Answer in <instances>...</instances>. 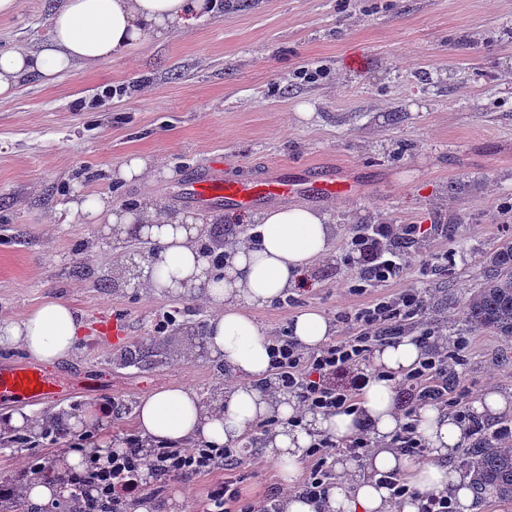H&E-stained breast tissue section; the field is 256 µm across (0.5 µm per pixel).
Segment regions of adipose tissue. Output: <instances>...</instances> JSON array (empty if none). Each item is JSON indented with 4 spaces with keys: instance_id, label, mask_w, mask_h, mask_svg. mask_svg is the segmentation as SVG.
<instances>
[{
    "instance_id": "adipose-tissue-1",
    "label": "adipose tissue",
    "mask_w": 512,
    "mask_h": 512,
    "mask_svg": "<svg viewBox=\"0 0 512 512\" xmlns=\"http://www.w3.org/2000/svg\"><path fill=\"white\" fill-rule=\"evenodd\" d=\"M212 9L211 0H63L50 21L48 42L37 51L0 48V98L11 96L27 77L53 82L72 67H95L143 45L193 26ZM73 213L106 215L110 224H139L153 253L142 267L143 283L158 294H202L214 303L206 340L238 382L223 399L204 401L188 387H164L140 400L136 428L157 441L184 443L199 438L243 447L255 424L275 415L282 426L264 441L266 457L282 469L285 486L296 484L315 433L345 441L368 419L380 448L366 458L364 476L351 478V463L336 462L341 478L331 489L326 512H417L415 501L393 505L378 475L393 471L423 491L445 492L459 512H476L471 477L446 463L449 452L465 440L463 424L435 406L418 413V432L435 456L416 464L393 443L400 418L394 383L418 363L422 348L402 337L376 349L365 368L359 393L360 415L308 416L306 427L289 426L295 399L259 386L271 366L268 342L245 305L261 306L279 298L302 280L316 262L332 253L333 226L325 214L303 206L280 207L261 214L259 242L243 241L227 251L223 270H215L194 239L192 214H168L163 206L143 203L131 211L111 210L106 199L89 197L73 204ZM83 325L68 303L50 301L18 320L0 321V344L18 346L45 363L69 357Z\"/></svg>"
}]
</instances>
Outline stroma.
<instances>
[{"mask_svg": "<svg viewBox=\"0 0 512 512\" xmlns=\"http://www.w3.org/2000/svg\"><path fill=\"white\" fill-rule=\"evenodd\" d=\"M214 14L129 56L75 68L51 84L33 78L0 100V317L49 301L70 303L86 334L67 359L47 365L73 395L35 407L44 416L83 411L114 398L140 399L162 387L216 384L210 356L159 368L114 364L112 324L128 341L152 335L163 310L178 306L207 322L208 302L99 287L110 270L112 233L72 203L102 195L132 209L144 197L192 211L180 188L218 155L241 178L282 164L344 167L362 195L326 200L336 227L329 263L290 290L292 306L249 307L262 332L315 311L347 335L336 314L417 288L430 322L470 347L458 368L468 398L512 395V341L466 327L460 302L483 281V261L512 242V0H218ZM56 0H19L0 17V48L37 49ZM308 105L309 118L297 115ZM157 161L144 183L118 178L129 153ZM362 224H433L414 257L441 251L446 268L412 267L399 284L351 293L356 269L344 260ZM101 384L84 394L83 377ZM172 482L149 512H191L211 479Z\"/></svg>", "mask_w": 512, "mask_h": 512, "instance_id": "obj_1", "label": "stroma"}]
</instances>
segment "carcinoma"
<instances>
[{
    "label": "carcinoma",
    "mask_w": 512,
    "mask_h": 512,
    "mask_svg": "<svg viewBox=\"0 0 512 512\" xmlns=\"http://www.w3.org/2000/svg\"><path fill=\"white\" fill-rule=\"evenodd\" d=\"M175 325L167 333L188 327L184 311L170 310ZM462 316L465 324L474 330L486 331L494 336L512 339V246L502 247L486 256V270L482 286L464 297ZM190 328V327H188ZM195 328H190L185 345L173 352L167 348V337L151 336L122 350L116 361L123 365L164 366L172 362L195 358ZM67 430L63 417L50 414L43 417L39 435L45 437ZM467 469L473 473V484L503 501H512V452L499 446L494 434L485 430L477 434L475 442L467 448L464 458Z\"/></svg>",
    "instance_id": "1"
}]
</instances>
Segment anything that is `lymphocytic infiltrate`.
<instances>
[{"instance_id": "f902f5d3", "label": "lymphocytic infiltrate", "mask_w": 512, "mask_h": 512, "mask_svg": "<svg viewBox=\"0 0 512 512\" xmlns=\"http://www.w3.org/2000/svg\"><path fill=\"white\" fill-rule=\"evenodd\" d=\"M422 230L418 224H364L351 237L346 259L358 270L361 286L386 284L400 279L409 265L410 246ZM429 301L416 288H402L357 308L337 313V322L350 327V335L316 349L302 345L291 326L272 330L268 341L273 350L272 372L265 387L292 395L297 411L291 426L303 425L308 415L336 412L359 413L356 399L362 376L359 365L380 345L405 336L413 337L425 349L419 365L399 381L398 411L401 425L394 442L416 462L433 461L431 448L417 433V413L422 406L452 408L470 434L480 425L470 411L464 393L449 394L458 380L457 368L469 346L465 339H447L426 321ZM144 444L137 433L121 437V451L107 459L87 456L83 468L71 484L72 493H82L94 512H128L129 504L153 496L155 490L171 481L224 471V479L211 483L198 501L196 512H281L283 488L274 487L260 496L243 495L232 474L241 464L236 448L216 446L201 440L180 448L159 444L152 460L138 453ZM375 445L369 426L340 445L326 434L315 435L306 457L308 471L295 491L314 502L326 500L336 478L333 462L337 452L365 457ZM396 499L417 501L418 512H456L446 493H422L412 488L398 473L382 476Z\"/></svg>"}]
</instances>
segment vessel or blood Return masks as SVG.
<instances>
[{
    "instance_id": "b4317fda",
    "label": "vessel or blood",
    "mask_w": 512,
    "mask_h": 512,
    "mask_svg": "<svg viewBox=\"0 0 512 512\" xmlns=\"http://www.w3.org/2000/svg\"><path fill=\"white\" fill-rule=\"evenodd\" d=\"M355 180L333 169H307L292 175L281 166H271L255 177L239 178L225 175L223 158H216L209 171L187 180L184 200L199 206L221 205L241 210L269 206L296 198L322 201L337 193L355 192ZM59 378L46 373L30 361L0 365V402L25 401L46 404L67 397Z\"/></svg>"
}]
</instances>
